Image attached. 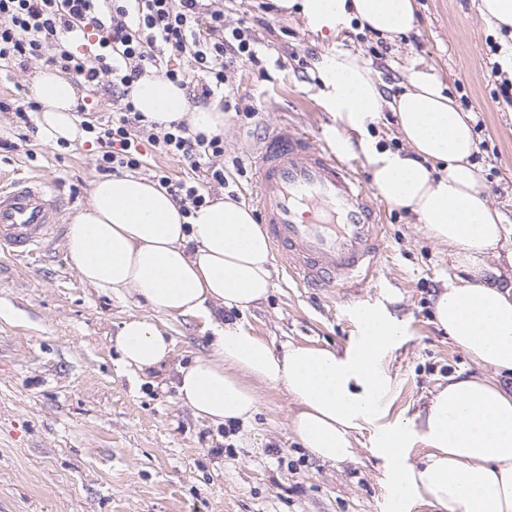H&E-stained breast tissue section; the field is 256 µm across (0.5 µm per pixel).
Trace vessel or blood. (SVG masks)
I'll return each instance as SVG.
<instances>
[{
    "mask_svg": "<svg viewBox=\"0 0 512 512\" xmlns=\"http://www.w3.org/2000/svg\"><path fill=\"white\" fill-rule=\"evenodd\" d=\"M254 202L277 257L307 288L360 299L383 250L375 192L349 157L285 123L267 125L252 159ZM61 205L41 177L0 186V255H36L52 242Z\"/></svg>",
    "mask_w": 512,
    "mask_h": 512,
    "instance_id": "obj_1",
    "label": "vessel or blood"
}]
</instances>
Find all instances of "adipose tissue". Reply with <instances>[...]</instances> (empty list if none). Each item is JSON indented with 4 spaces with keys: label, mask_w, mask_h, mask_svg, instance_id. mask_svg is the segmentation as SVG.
Returning <instances> with one entry per match:
<instances>
[{
    "label": "adipose tissue",
    "mask_w": 512,
    "mask_h": 512,
    "mask_svg": "<svg viewBox=\"0 0 512 512\" xmlns=\"http://www.w3.org/2000/svg\"><path fill=\"white\" fill-rule=\"evenodd\" d=\"M298 6L318 31L354 26L393 36L416 22L415 0H299ZM320 77L325 106L343 126L367 129L386 107L399 118L408 151L362 144L379 196L416 214L434 240L447 244L456 266L476 268L499 255L512 265V250L502 249L503 217L471 162L470 117L435 73L410 70L406 91L389 101L360 56L325 58ZM34 93L43 144L83 137L70 78L45 68ZM133 100L148 120L165 126L183 121L208 135L224 129L219 108L190 106L184 89L160 76L142 77ZM64 250L82 282L209 325L212 357L178 367L175 379L180 402L195 416L217 424L247 419L258 402L255 383L280 386L297 408L293 425L302 445L336 462L352 458L354 431L387 414L391 382L383 359L405 333L398 320L364 312L360 339L341 353L292 343L277 353L264 338L222 320L223 310L248 308L272 285L269 240L248 206L217 199L187 217L158 184L112 175L94 183L89 205L67 227ZM434 317L483 373L450 380L421 422L397 421L374 434L371 450L385 462L391 508L412 512L425 503L446 512H512V392L500 383L512 377V285L448 283L434 301ZM115 345L132 377L172 352L163 328L141 317L123 321ZM418 441L428 448L421 467L410 459Z\"/></svg>",
    "instance_id": "1"
}]
</instances>
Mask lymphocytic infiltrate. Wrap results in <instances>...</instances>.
<instances>
[{
	"mask_svg": "<svg viewBox=\"0 0 512 512\" xmlns=\"http://www.w3.org/2000/svg\"><path fill=\"white\" fill-rule=\"evenodd\" d=\"M93 32L92 58L71 51L69 40ZM187 56L202 75L189 85L181 69L162 67L163 56ZM45 60L80 76L82 87L111 91L119 107L110 120L84 113L81 127L99 149L97 168L116 175L142 169L151 151L184 159L205 180L223 183L224 136L148 121L132 99L134 84L154 68L195 99L232 107L228 72L238 60L258 63L246 22L228 27L213 0H0V67Z\"/></svg>",
	"mask_w": 512,
	"mask_h": 512,
	"instance_id": "f902f5d3",
	"label": "lymphocytic infiltrate"
}]
</instances>
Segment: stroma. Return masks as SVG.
<instances>
[{
  "mask_svg": "<svg viewBox=\"0 0 512 512\" xmlns=\"http://www.w3.org/2000/svg\"><path fill=\"white\" fill-rule=\"evenodd\" d=\"M415 28L394 37L314 31L279 0H224V21L263 14L253 24L261 65L241 61L228 75L240 106L256 117L224 115L226 185L209 183L211 199H246L252 169L247 144L263 123L281 119L350 146L363 180L371 171L362 135L344 128L323 103L324 56H362L384 83L385 96L404 91L410 68L434 69L453 99H466L490 205L504 217L512 249V109L497 101L490 76L493 45L512 33L490 28L479 0H416ZM41 60L0 69V101L32 95ZM0 173H38L51 180L62 224L90 202L97 152L77 141L43 144L14 112H0ZM388 250L359 302H342L299 287L272 263L266 299L228 310L274 350L291 342L344 350L361 335L359 307L402 322L405 336L384 357L392 381L387 422L424 415L438 387L479 368L434 318L433 300L448 280L471 279L454 267L447 246L426 233L416 215L386 205ZM156 313L133 296L83 284L69 265L63 238L32 259L0 260V512H389L384 467L370 450L373 427L355 433L353 459L325 462L303 448L294 405L282 387L262 385L256 412L215 424L195 417L176 397L178 366L209 355L202 320L165 317L173 351L160 368L130 380L113 339L130 316Z\"/></svg>",
  "mask_w": 512,
  "mask_h": 512,
  "instance_id": "35a3bbf8",
  "label": "stroma"
}]
</instances>
